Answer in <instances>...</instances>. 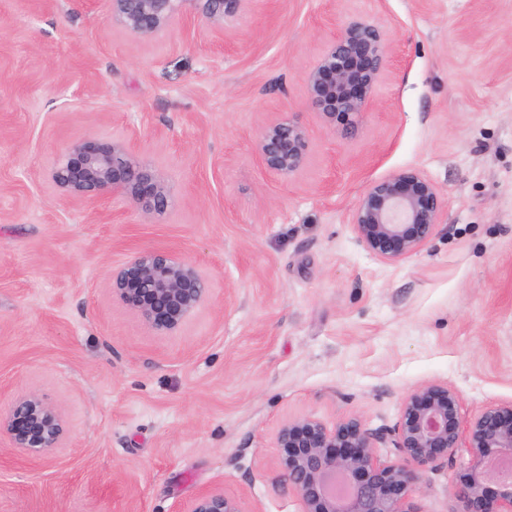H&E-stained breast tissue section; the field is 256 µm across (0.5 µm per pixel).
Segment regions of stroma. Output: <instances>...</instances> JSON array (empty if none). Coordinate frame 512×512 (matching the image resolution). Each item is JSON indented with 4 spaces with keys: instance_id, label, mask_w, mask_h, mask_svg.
<instances>
[{
    "instance_id": "stroma-1",
    "label": "stroma",
    "mask_w": 512,
    "mask_h": 512,
    "mask_svg": "<svg viewBox=\"0 0 512 512\" xmlns=\"http://www.w3.org/2000/svg\"><path fill=\"white\" fill-rule=\"evenodd\" d=\"M355 20L386 31L389 62L345 139L306 79ZM288 116L308 134L291 178L255 151ZM89 138L131 142L167 212L57 190L60 151ZM406 168L447 207L419 253L386 263L350 215ZM147 248L212 285L173 335L112 299L113 268ZM432 383L466 420L512 401V0H240L223 29L191 10L155 38L113 26L109 0H0V407L35 393L66 422L38 459L0 441V512H184L210 489L300 512L283 423L381 435ZM467 463L441 459L414 512H457Z\"/></svg>"
}]
</instances>
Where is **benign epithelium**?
Returning <instances> with one entry per match:
<instances>
[{"label":"benign epithelium","instance_id":"7a95c632","mask_svg":"<svg viewBox=\"0 0 512 512\" xmlns=\"http://www.w3.org/2000/svg\"><path fill=\"white\" fill-rule=\"evenodd\" d=\"M238 0H112V23L142 38L165 33L175 17L198 9L215 28ZM388 38L376 23L353 21L326 46L307 75L308 100L326 128L353 136L387 67ZM256 149L262 164L285 177L305 165L308 135L296 119L264 126ZM50 179L64 195L84 202L110 193L143 213L162 215L170 195L162 176L135 159L122 140L90 139L62 149ZM447 207L439 188L415 169L371 182L351 212L356 241L383 262L418 253L434 236ZM112 300L135 312L161 335L179 330L210 293L197 267L162 248L137 252L112 271ZM61 415L30 394L0 409V439L19 453L39 457L61 447ZM378 437L361 421L334 427L305 415L276 435L280 478L300 498L301 512H412L408 499L444 456L464 448L470 456L455 494L460 512H512V401L490 404L461 422L458 393L428 384L405 398L391 430V458L375 451ZM496 486L497 498L489 495ZM185 512H244L221 490L200 493Z\"/></svg>","mask_w":512,"mask_h":512}]
</instances>
